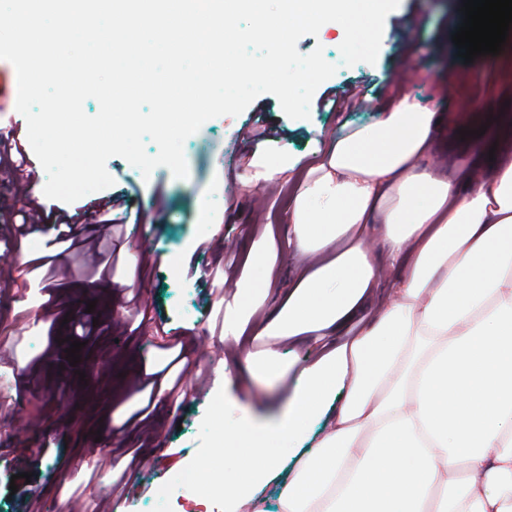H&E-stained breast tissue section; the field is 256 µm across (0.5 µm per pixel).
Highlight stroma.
Masks as SVG:
<instances>
[{
  "mask_svg": "<svg viewBox=\"0 0 512 512\" xmlns=\"http://www.w3.org/2000/svg\"><path fill=\"white\" fill-rule=\"evenodd\" d=\"M462 5L463 0H400L385 19L372 64L342 65L339 46L344 30L338 23H326L317 35L300 38V53L323 46L326 60L337 66L325 88L339 96L357 88L366 103L349 101L333 109L314 102L308 118L291 119L275 96L260 95L240 115L210 119L186 139L183 152L189 174L184 179L174 178L163 166L146 178L125 159H108L112 192L126 193L127 205L139 216L137 223L127 226L128 243L138 242V225L148 226L156 254L146 293L151 323L125 336L121 347L110 349L117 372L111 391L86 392L70 415H62L59 404L71 398L74 385L67 369L52 367L51 362L64 358L68 343L75 341L72 321L90 315L105 324L113 321L114 314L101 306L99 288L85 281L81 258L71 256L57 269V281L66 288L70 321L56 324V341L48 343L30 322V312L38 308L41 297L39 278L26 273L25 263L44 255L51 232L39 224L18 240L12 225L0 223V267H11L14 276L24 275L30 281L27 306L17 303L15 291L0 296V357L6 362L0 369V512H23L9 489L14 461L8 440L18 431L13 419L18 412L29 417L25 437L49 449L48 455L27 466L32 474L27 488L42 494L46 512H72L69 490L83 480L72 462L84 449L98 445L108 451L135 446L160 465L127 472L129 483L150 487L146 495L134 498L111 493L109 475H101L85 491L89 512H228L223 500L205 499L201 490L186 493L184 477L195 467L220 468L226 477L236 476L242 430L261 438L278 467L273 484L259 497L264 512H280L277 487L293 475L299 458L289 455L288 443L276 429L288 415L297 386V373L288 364L309 352L295 349L284 336H254L248 350L259 368L251 373L244 359H232L234 346L224 339L222 299L206 296L196 276L187 274L192 265L196 275L205 274L214 262L212 256L196 254V243L210 236L212 225H223L224 237L241 261L236 278L245 286L259 285L262 269L245 264L244 259L253 250L281 262V252L267 241L265 227L287 224L292 186L282 178L255 184L251 177L256 167L283 155L316 159L336 138L374 122L401 91L421 99L431 96L440 104L443 122L432 161L451 164L460 174L484 181L489 171L479 163V154L508 136L512 36L498 55L464 62L452 41L464 19ZM258 109L282 133L254 147L246 132ZM158 186L163 187L164 197L155 196ZM158 325L184 334L187 353L201 358L206 371L189 384L181 406L165 407L160 426L146 433L127 423L132 404L117 405L113 398L142 370H159L170 362L154 336ZM271 348L279 353V366L264 364ZM223 363L231 378L219 372Z\"/></svg>",
  "mask_w": 512,
  "mask_h": 512,
  "instance_id": "stroma-1",
  "label": "stroma"
}]
</instances>
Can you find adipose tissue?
Segmentation results:
<instances>
[{"label": "adipose tissue", "instance_id": "obj_1", "mask_svg": "<svg viewBox=\"0 0 512 512\" xmlns=\"http://www.w3.org/2000/svg\"><path fill=\"white\" fill-rule=\"evenodd\" d=\"M437 111L397 96L297 187L280 234L293 288L270 323L328 344L300 363L280 433L344 398L280 512H512V150L470 184L429 161ZM421 330L437 342L413 361ZM242 464L225 502L252 501L269 472L252 440Z\"/></svg>", "mask_w": 512, "mask_h": 512}]
</instances>
